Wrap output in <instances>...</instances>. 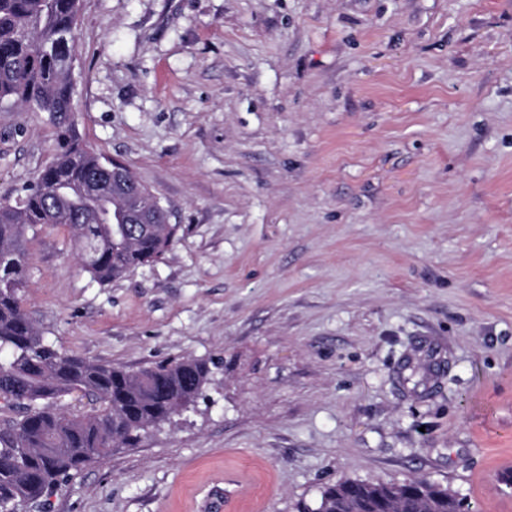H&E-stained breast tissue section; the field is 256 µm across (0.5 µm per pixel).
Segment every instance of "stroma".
I'll return each mask as SVG.
<instances>
[{"mask_svg":"<svg viewBox=\"0 0 512 512\" xmlns=\"http://www.w3.org/2000/svg\"><path fill=\"white\" fill-rule=\"evenodd\" d=\"M72 79L85 143L178 230L104 285L28 230L24 307L61 351L211 374L41 512L414 478L512 512V0H82ZM57 151L0 107V200Z\"/></svg>","mask_w":512,"mask_h":512,"instance_id":"35a3bbf8","label":"stroma"}]
</instances>
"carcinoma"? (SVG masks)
<instances>
[{
	"instance_id": "1",
	"label": "carcinoma",
	"mask_w": 512,
	"mask_h": 512,
	"mask_svg": "<svg viewBox=\"0 0 512 512\" xmlns=\"http://www.w3.org/2000/svg\"><path fill=\"white\" fill-rule=\"evenodd\" d=\"M81 0H0V104L48 114L58 152L16 204L0 202V512H24L47 492L135 445L141 432L189 408L209 381L205 361L174 360L130 370L60 352L34 327L21 304L26 277L25 233L37 224L65 227L82 268L101 284L161 260L177 227L161 223L153 194L131 202L144 223H112V196L90 193L112 180L100 156L79 137L70 63ZM78 391L99 407L68 415L57 407ZM467 512L448 488L426 479L340 480L302 512Z\"/></svg>"
}]
</instances>
